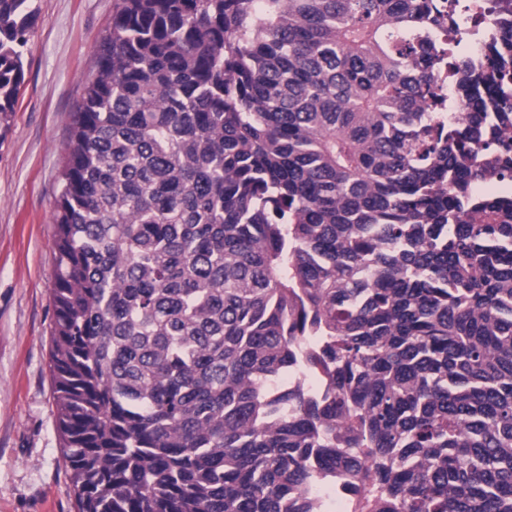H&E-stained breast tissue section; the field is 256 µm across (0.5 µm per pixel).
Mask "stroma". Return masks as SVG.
I'll return each mask as SVG.
<instances>
[{"instance_id": "obj_1", "label": "stroma", "mask_w": 512, "mask_h": 512, "mask_svg": "<svg viewBox=\"0 0 512 512\" xmlns=\"http://www.w3.org/2000/svg\"><path fill=\"white\" fill-rule=\"evenodd\" d=\"M25 83L0 143V512H77L49 370L56 199L69 123L112 0H35Z\"/></svg>"}]
</instances>
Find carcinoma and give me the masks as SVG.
Wrapping results in <instances>:
<instances>
[{
	"instance_id": "carcinoma-1",
	"label": "carcinoma",
	"mask_w": 512,
	"mask_h": 512,
	"mask_svg": "<svg viewBox=\"0 0 512 512\" xmlns=\"http://www.w3.org/2000/svg\"><path fill=\"white\" fill-rule=\"evenodd\" d=\"M468 10L113 0L54 214L78 512H512V195L471 190L512 178V28L459 59ZM37 18L0 0V141ZM435 94L439 100L448 101V118L453 121L463 119L464 111L460 102V92L457 85L452 80H448L446 76L439 78L435 84ZM350 491L343 484L336 485V494L334 493L333 500H329L323 490L317 486L311 492V499L315 507L319 510L316 512H348V504L350 498Z\"/></svg>"
}]
</instances>
